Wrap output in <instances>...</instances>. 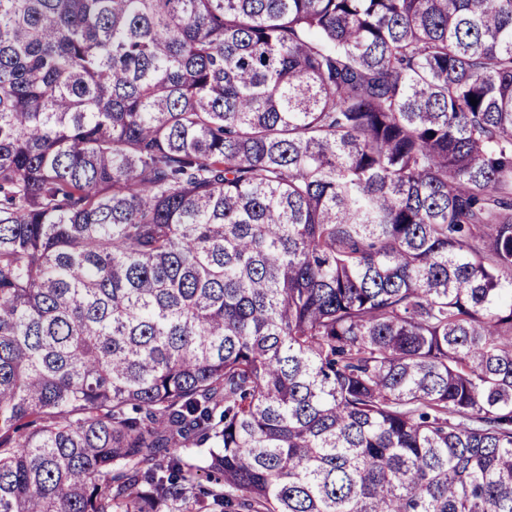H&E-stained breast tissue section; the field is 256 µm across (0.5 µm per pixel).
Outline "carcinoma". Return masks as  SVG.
<instances>
[{"instance_id":"cac0c4a2","label":"carcinoma","mask_w":512,"mask_h":512,"mask_svg":"<svg viewBox=\"0 0 512 512\" xmlns=\"http://www.w3.org/2000/svg\"><path fill=\"white\" fill-rule=\"evenodd\" d=\"M0 512H512V0H0Z\"/></svg>"}]
</instances>
